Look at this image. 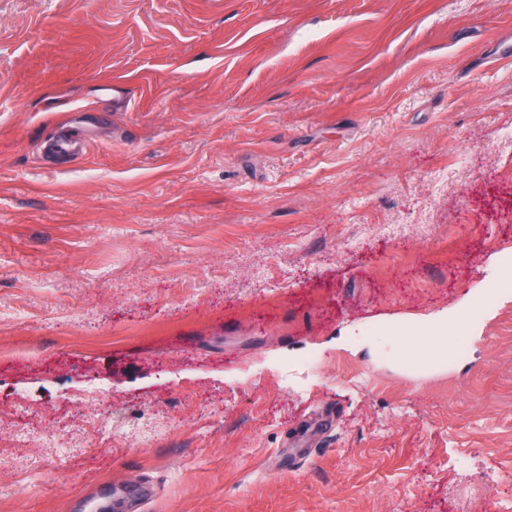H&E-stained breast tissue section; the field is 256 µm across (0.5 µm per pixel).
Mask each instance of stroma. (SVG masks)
<instances>
[{
  "label": "stroma",
  "instance_id": "1",
  "mask_svg": "<svg viewBox=\"0 0 512 512\" xmlns=\"http://www.w3.org/2000/svg\"><path fill=\"white\" fill-rule=\"evenodd\" d=\"M511 43L512 0H0V512H512ZM433 329V344L432 353L434 357L443 356L448 352V324H455L450 321L448 322L447 310H441L432 316Z\"/></svg>",
  "mask_w": 512,
  "mask_h": 512
}]
</instances>
